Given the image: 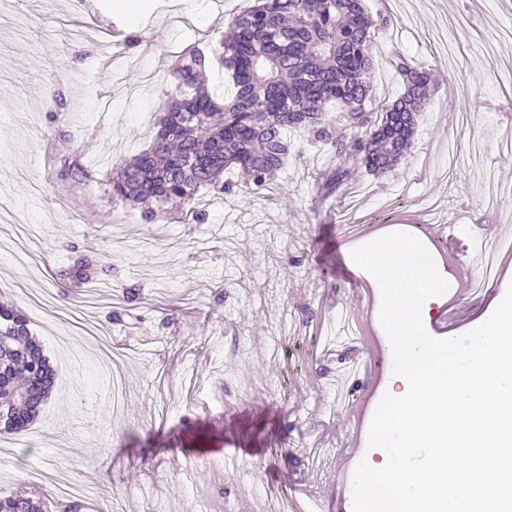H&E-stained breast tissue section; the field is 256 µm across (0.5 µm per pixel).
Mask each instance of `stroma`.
Listing matches in <instances>:
<instances>
[{"instance_id":"35a3bbf8","label":"stroma","mask_w":512,"mask_h":512,"mask_svg":"<svg viewBox=\"0 0 512 512\" xmlns=\"http://www.w3.org/2000/svg\"><path fill=\"white\" fill-rule=\"evenodd\" d=\"M253 0H155L129 19L114 0H28L0 13V302L23 311L59 372L29 430L0 438V495L18 482L59 498L50 478L83 485L86 512H280L319 500L352 512L350 481L370 457L369 426L389 386L376 291L350 281L361 224H439L454 283L473 255L512 237V10L503 0H364L391 16L376 37V101L403 92L402 55L433 73L414 144L382 177L364 168L316 194L336 157L307 137L273 184L206 191L205 223H143L115 206L113 166L145 148L163 117L167 70L210 49ZM65 95L64 108L48 98ZM78 159L63 180L58 160ZM105 267L97 306L62 270ZM481 294H457L448 336L491 314L512 284V255ZM135 301H127L128 292ZM364 311L359 373L320 337ZM39 462L45 480L31 477Z\"/></svg>"}]
</instances>
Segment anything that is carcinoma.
<instances>
[{"label": "carcinoma", "instance_id": "cac0c4a2", "mask_svg": "<svg viewBox=\"0 0 512 512\" xmlns=\"http://www.w3.org/2000/svg\"><path fill=\"white\" fill-rule=\"evenodd\" d=\"M389 18L373 16L362 0H255L234 19L211 55L193 49L170 69L173 92L150 145L112 170V202L154 208L144 223L196 212L200 193L231 194L224 171L244 186L270 185L288 159V134L304 133L332 148L338 165L319 191L335 194L349 165L381 175L412 147L417 116L435 91L431 74L405 56L394 69L405 91L373 107V47ZM216 58L230 73L231 99L206 83ZM104 268L81 261L64 273L89 282ZM58 373L33 336L27 316L0 305V434L27 430L52 393ZM21 483L0 497V512H84L75 500H35Z\"/></svg>", "mask_w": 512, "mask_h": 512}]
</instances>
